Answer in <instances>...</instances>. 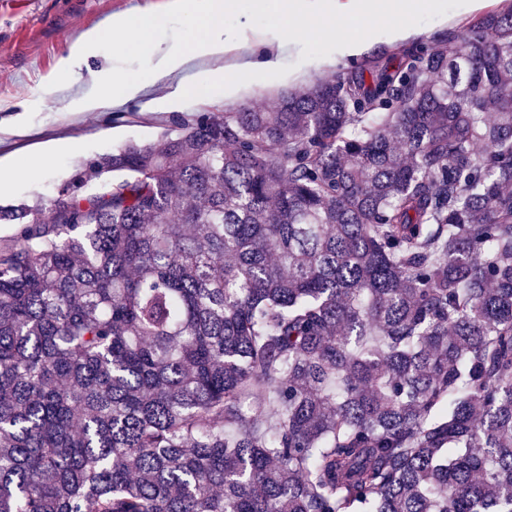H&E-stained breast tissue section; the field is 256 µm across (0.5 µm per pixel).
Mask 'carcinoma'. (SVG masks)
<instances>
[{"label":"carcinoma","mask_w":512,"mask_h":512,"mask_svg":"<svg viewBox=\"0 0 512 512\" xmlns=\"http://www.w3.org/2000/svg\"><path fill=\"white\" fill-rule=\"evenodd\" d=\"M48 212L0 239V512H512V0Z\"/></svg>","instance_id":"cac0c4a2"}]
</instances>
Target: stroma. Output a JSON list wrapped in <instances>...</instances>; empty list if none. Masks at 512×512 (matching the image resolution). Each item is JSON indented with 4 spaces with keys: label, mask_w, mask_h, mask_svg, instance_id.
Returning <instances> with one entry per match:
<instances>
[{
    "label": "stroma",
    "mask_w": 512,
    "mask_h": 512,
    "mask_svg": "<svg viewBox=\"0 0 512 512\" xmlns=\"http://www.w3.org/2000/svg\"><path fill=\"white\" fill-rule=\"evenodd\" d=\"M167 0H0V156L14 169L0 181V209L48 204L93 159L130 142H149L175 131L179 122L228 105L204 95L189 108L146 112L140 101L113 107L103 99L91 112L78 101L100 92L110 75L146 77L144 62L112 57L101 44L85 62L66 67L71 48L90 29L115 14L137 16L149 8L165 15ZM502 0H448V23L424 16L422 43L443 39Z\"/></svg>",
    "instance_id": "1"
}]
</instances>
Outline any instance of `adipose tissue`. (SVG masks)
I'll return each mask as SVG.
<instances>
[{
  "mask_svg": "<svg viewBox=\"0 0 512 512\" xmlns=\"http://www.w3.org/2000/svg\"><path fill=\"white\" fill-rule=\"evenodd\" d=\"M275 22L265 28L244 27L234 32L224 28L225 15L238 12L240 0H169L172 15L192 16L200 37L178 46L167 45L164 19L144 9L136 18L113 16L111 22L91 30L86 45L110 43L119 55L145 61L148 82L116 78L108 85L113 105L148 96L150 111H175L184 100L203 95L227 102L239 99L254 77L285 83L304 77V70L290 74L282 58L300 44L310 28L325 38L316 63L319 70L335 67L338 58L358 57L368 51L377 29L390 40H416L421 30L417 17L430 14L448 19L447 0H269ZM175 84V91L149 97L150 88Z\"/></svg>",
  "mask_w": 512,
  "mask_h": 512,
  "instance_id": "obj_1",
  "label": "adipose tissue"
}]
</instances>
